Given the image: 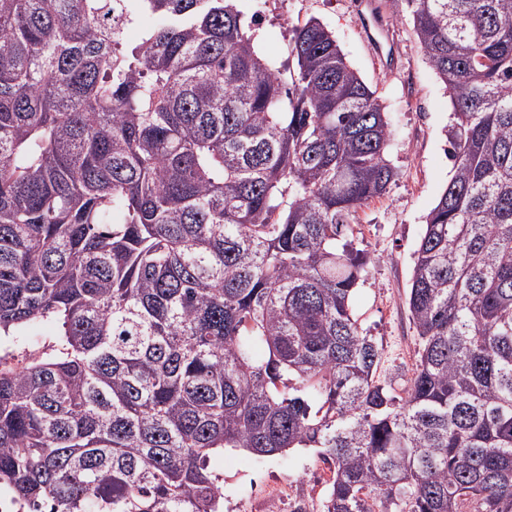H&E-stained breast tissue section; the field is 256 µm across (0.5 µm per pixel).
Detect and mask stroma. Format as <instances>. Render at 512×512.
Wrapping results in <instances>:
<instances>
[{"instance_id":"1","label":"stroma","mask_w":512,"mask_h":512,"mask_svg":"<svg viewBox=\"0 0 512 512\" xmlns=\"http://www.w3.org/2000/svg\"><path fill=\"white\" fill-rule=\"evenodd\" d=\"M359 0H240L245 17H257V48L268 62L283 67L293 28L314 18L323 23L351 66L375 91L388 112L394 136L389 157L398 177L380 199L360 210L355 245L364 251L369 273L351 307L363 335L380 352L378 378L404 398L418 349L407 305L415 251L425 218L452 174L446 131L452 107L444 84L421 51L405 0H377L383 10L397 63L387 67L369 52L358 14ZM56 327L40 323L33 332L0 337V356L26 361L50 351ZM209 470L224 490V512H269L270 492L282 489L279 512H290L294 496L306 497L308 512H323L330 465L313 448H292L261 457L242 449L211 456Z\"/></svg>"}]
</instances>
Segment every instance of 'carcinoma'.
<instances>
[{
    "mask_svg": "<svg viewBox=\"0 0 512 512\" xmlns=\"http://www.w3.org/2000/svg\"><path fill=\"white\" fill-rule=\"evenodd\" d=\"M406 2L453 174L398 405L347 239L392 130L332 32L296 26L286 77L235 0H0V334L59 326L0 359L23 512H224V448L319 449L324 512H512V0ZM55 335V325L50 322H42L35 332L16 333L15 336H1L0 356L12 363L41 356L45 352H50L55 342Z\"/></svg>",
    "mask_w": 512,
    "mask_h": 512,
    "instance_id": "carcinoma-1",
    "label": "carcinoma"
}]
</instances>
